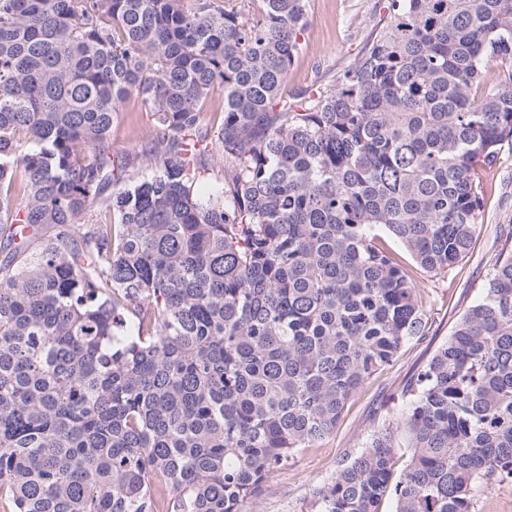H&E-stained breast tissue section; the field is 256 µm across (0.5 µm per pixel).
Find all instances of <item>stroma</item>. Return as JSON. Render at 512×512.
Returning <instances> with one entry per match:
<instances>
[{
    "label": "stroma",
    "mask_w": 512,
    "mask_h": 512,
    "mask_svg": "<svg viewBox=\"0 0 512 512\" xmlns=\"http://www.w3.org/2000/svg\"><path fill=\"white\" fill-rule=\"evenodd\" d=\"M383 5L384 0H309L302 49L288 71L284 96L334 84L378 29ZM153 133L151 114L138 99H130L112 125V149L140 148ZM479 176L485 187L484 213L468 256L448 272L415 274L427 336L407 342L392 365L353 395L332 435L299 449L286 469L271 474L247 512H317L314 492L331 482L338 459L365 446L379 426L400 415L406 404L403 386L447 340L459 316L481 299L491 258L512 252V153L503 152L499 163L480 170Z\"/></svg>",
    "instance_id": "1"
}]
</instances>
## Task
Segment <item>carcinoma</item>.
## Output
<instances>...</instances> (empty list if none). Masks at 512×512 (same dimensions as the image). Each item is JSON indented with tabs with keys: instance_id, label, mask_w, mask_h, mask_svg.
Listing matches in <instances>:
<instances>
[{
	"instance_id": "cac0c4a2",
	"label": "carcinoma",
	"mask_w": 512,
	"mask_h": 512,
	"mask_svg": "<svg viewBox=\"0 0 512 512\" xmlns=\"http://www.w3.org/2000/svg\"><path fill=\"white\" fill-rule=\"evenodd\" d=\"M258 2L0 0V499L15 512H246L427 335L413 268L468 252L477 168L512 150V0H386L354 66L291 99L308 0ZM490 60L503 68L483 88ZM133 96L154 136L118 154ZM406 397L314 492L319 512L386 497L473 512L479 484L512 478V253Z\"/></svg>"
}]
</instances>
